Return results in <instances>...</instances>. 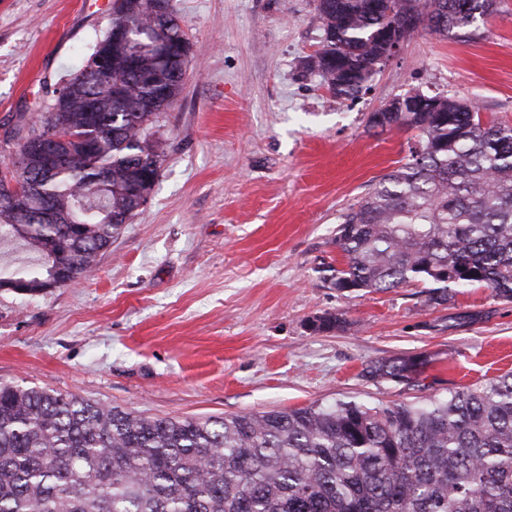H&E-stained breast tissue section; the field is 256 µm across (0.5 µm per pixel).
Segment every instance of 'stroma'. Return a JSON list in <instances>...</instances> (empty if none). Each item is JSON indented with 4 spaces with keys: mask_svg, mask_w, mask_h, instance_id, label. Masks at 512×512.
Returning a JSON list of instances; mask_svg holds the SVG:
<instances>
[{
    "mask_svg": "<svg viewBox=\"0 0 512 512\" xmlns=\"http://www.w3.org/2000/svg\"><path fill=\"white\" fill-rule=\"evenodd\" d=\"M113 0H0V162L6 137L47 110L109 26ZM191 44L146 203L82 280L0 290V382L74 394L150 418H222L339 400L416 402L512 371V302L422 285L341 293L336 227L405 163L414 129L370 128L410 92L476 104L512 126V0L470 36L421 28L366 92L333 95L303 68L324 30L317 0H173ZM332 314L341 330L311 322ZM423 355L416 386L374 361Z\"/></svg>",
    "mask_w": 512,
    "mask_h": 512,
    "instance_id": "1",
    "label": "stroma"
}]
</instances>
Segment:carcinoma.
<instances>
[{
  "instance_id": "carcinoma-1",
  "label": "carcinoma",
  "mask_w": 512,
  "mask_h": 512,
  "mask_svg": "<svg viewBox=\"0 0 512 512\" xmlns=\"http://www.w3.org/2000/svg\"><path fill=\"white\" fill-rule=\"evenodd\" d=\"M163 2L114 0L109 30L16 138L56 136L64 156L11 174L30 197L12 204L0 179V243L21 240L36 267L49 252L76 282L107 251L155 185L164 143L151 132L180 95L188 60L161 63L146 24ZM496 0H318L326 38L304 66L338 96L368 88L387 55L378 34L414 11L432 32L465 30ZM127 28L124 43L112 28ZM425 112H386L420 131V147L342 215L330 268L339 292L422 283L426 303L485 286L512 301V127L434 95ZM82 211L80 224L66 216ZM426 360L377 361L373 380L411 384ZM0 512H512V372L422 402L338 400L224 418H149L73 395L0 383Z\"/></svg>"
}]
</instances>
